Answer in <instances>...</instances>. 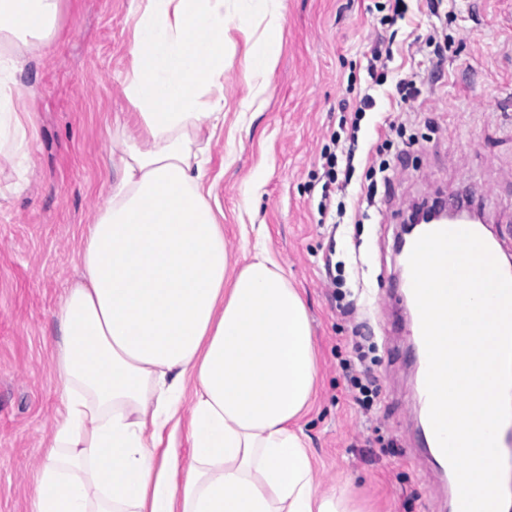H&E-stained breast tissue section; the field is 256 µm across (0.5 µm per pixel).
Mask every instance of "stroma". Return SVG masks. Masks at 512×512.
<instances>
[{
    "label": "stroma",
    "instance_id": "35a3bbf8",
    "mask_svg": "<svg viewBox=\"0 0 512 512\" xmlns=\"http://www.w3.org/2000/svg\"><path fill=\"white\" fill-rule=\"evenodd\" d=\"M387 0H283L277 65L261 97L242 78L250 43L231 31L224 45V123L205 151V186L231 268L244 245L265 243L310 314L319 365L315 401L300 425L318 481L350 479L364 512H448L430 459L415 451V369L402 313L389 287L394 237L417 199L462 185L488 197L495 239L512 255V0H457L432 15L406 0L404 17L382 24ZM134 0H62L49 48L24 52L13 93L27 116V165L0 164V512H30L37 470L57 418L54 312L79 270L80 233L109 197L112 132L132 107ZM392 37L388 79L361 121V162L345 202L360 210L368 170L387 161L388 183L361 223H321V154L345 136L367 80L378 35ZM445 39L443 61L429 36ZM415 74L418 93L399 101L395 78ZM359 290L352 314L339 308L337 274ZM378 396L362 410L344 361L354 340Z\"/></svg>",
    "mask_w": 512,
    "mask_h": 512
}]
</instances>
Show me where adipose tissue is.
<instances>
[{
    "label": "adipose tissue",
    "mask_w": 512,
    "mask_h": 512,
    "mask_svg": "<svg viewBox=\"0 0 512 512\" xmlns=\"http://www.w3.org/2000/svg\"><path fill=\"white\" fill-rule=\"evenodd\" d=\"M279 0H145L124 94L134 126L110 201L81 234L80 274L55 317L62 409L30 512H355L314 476L298 422L318 369L311 318L266 248L229 272L195 148L224 107L228 28L264 22L243 77L262 93ZM61 0H0V37L45 48ZM0 58V149L26 159ZM186 428L181 464L163 432Z\"/></svg>",
    "instance_id": "adipose-tissue-1"
}]
</instances>
